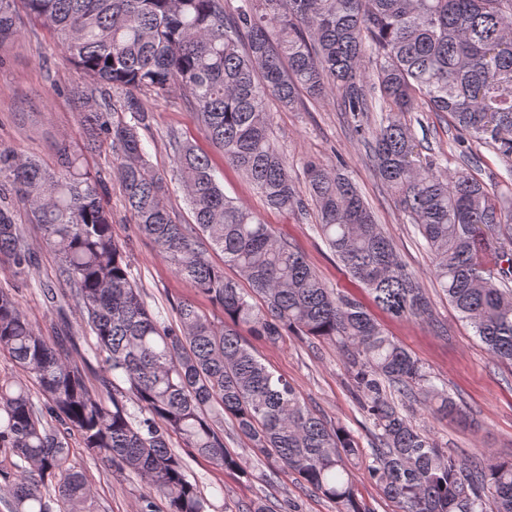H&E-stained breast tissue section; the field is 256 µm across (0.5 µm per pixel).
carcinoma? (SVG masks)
I'll list each match as a JSON object with an SVG mask.
<instances>
[{"instance_id":"1","label":"carcinoma","mask_w":512,"mask_h":512,"mask_svg":"<svg viewBox=\"0 0 512 512\" xmlns=\"http://www.w3.org/2000/svg\"><path fill=\"white\" fill-rule=\"evenodd\" d=\"M21 4L92 80L70 96L87 147L112 145L131 222L224 321L189 301L176 304L173 325L155 315L112 236L104 178L68 140L56 143L54 168L0 148V254L26 274L28 230L10 194L57 253L58 281L103 370L90 382L0 290V351L23 372L0 378V459L16 458L10 470L0 467L8 512H96L86 475L70 463L74 432L89 454L140 479L136 512H155L158 498L167 512H208L172 440L252 478L224 444L226 419L255 455L296 473L337 512H368L357 495L354 437L270 371L240 326L270 343L297 332L342 352L377 430L368 475L397 512H512V460L453 456L388 398L392 385L434 414L461 413L366 307L326 287L292 243L224 193L206 154L174 137L175 176L194 217L177 223L169 183L139 133L148 119L141 95L181 87L206 135L269 207L298 216L314 206L318 233L379 309L429 320L428 292L398 260L356 182L310 161L306 199L276 146L268 98L293 108L303 93L336 96L379 182L433 256L437 287L491 357L512 365V187L421 157L400 118L446 113L462 161L484 147L512 165V0H241L235 8L228 0H0V41L16 36ZM97 92L112 101L99 106ZM377 92L386 115L375 120ZM226 265L248 287L226 277Z\"/></svg>"}]
</instances>
